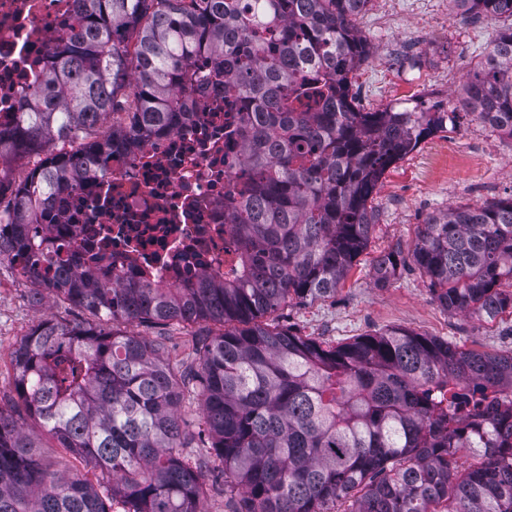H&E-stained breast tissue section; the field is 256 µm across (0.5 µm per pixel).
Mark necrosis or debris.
Masks as SVG:
<instances>
[{"instance_id":"obj_1","label":"necrosis or debris","mask_w":512,"mask_h":512,"mask_svg":"<svg viewBox=\"0 0 512 512\" xmlns=\"http://www.w3.org/2000/svg\"><path fill=\"white\" fill-rule=\"evenodd\" d=\"M77 20L74 0H0V128L12 126L23 93L42 75ZM191 122L117 151L107 172L65 193L51 223L66 258L99 253L98 269L122 278L140 271L177 286L206 274L229 277L237 236L228 208L248 175L242 115L223 88L193 90Z\"/></svg>"}]
</instances>
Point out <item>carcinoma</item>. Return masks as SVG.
<instances>
[{
  "label": "carcinoma",
  "mask_w": 512,
  "mask_h": 512,
  "mask_svg": "<svg viewBox=\"0 0 512 512\" xmlns=\"http://www.w3.org/2000/svg\"><path fill=\"white\" fill-rule=\"evenodd\" d=\"M78 24L26 91L16 126L0 129V163L34 143L80 141L15 190L0 255L21 274L95 314L128 324L217 322L191 374L161 343L44 321L11 352L15 391L42 430L112 478L51 469L0 408V512H203L198 466L182 449L208 440L229 512H512V351L464 349L404 329L325 346L261 318L293 299L336 293L375 225L368 201L386 169L455 112H363L351 83L370 55L356 26L371 0H78ZM455 13L512 18V0H451ZM206 55L246 112L252 181L232 204L239 263L224 280L181 286L145 271L55 265L62 247L25 223L57 195L105 172L116 151L190 119V62ZM462 110L512 138V25L464 86ZM120 119L99 138L88 131ZM450 313L493 319L512 309V199L428 217L413 249ZM398 256L374 265L395 276ZM198 402L197 434L181 416ZM477 463L464 468L461 454Z\"/></svg>",
  "instance_id": "cac0c4a2"
}]
</instances>
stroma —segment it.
<instances>
[{
  "instance_id": "1",
  "label": "stroma",
  "mask_w": 512,
  "mask_h": 512,
  "mask_svg": "<svg viewBox=\"0 0 512 512\" xmlns=\"http://www.w3.org/2000/svg\"><path fill=\"white\" fill-rule=\"evenodd\" d=\"M450 13L449 0H372L358 18L370 55L356 72L351 92L364 110L413 101L458 118L386 170L369 201L375 227L368 245L335 294L291 301L267 316V323L333 346L402 328L466 349H512L511 312L491 321L448 312L412 258L418 230L429 215L512 198V138L458 111L463 86L506 21L481 14L458 26L449 22ZM388 251L399 253L400 265L395 278L381 288L374 283L373 264ZM30 293V283L12 267H0V407L13 411L55 469L72 472L80 469L79 459L42 433L18 404L10 353L45 320L107 331L112 322L52 294L31 303ZM120 329L163 343L166 358L187 372L196 366L198 340L218 334L221 326L124 323Z\"/></svg>"
}]
</instances>
